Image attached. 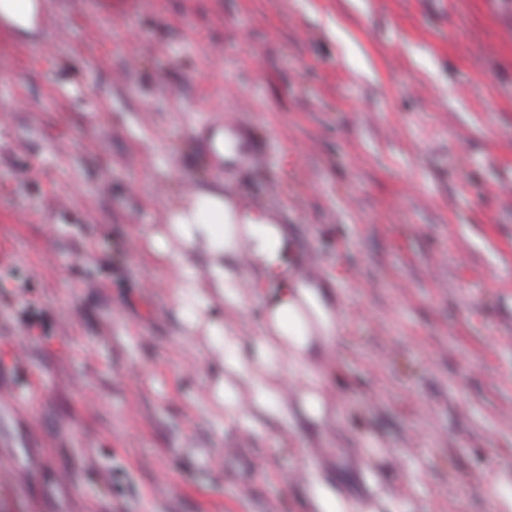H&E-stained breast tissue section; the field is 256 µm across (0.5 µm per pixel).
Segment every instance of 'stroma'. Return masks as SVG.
<instances>
[{
	"label": "stroma",
	"instance_id": "stroma-1",
	"mask_svg": "<svg viewBox=\"0 0 512 512\" xmlns=\"http://www.w3.org/2000/svg\"><path fill=\"white\" fill-rule=\"evenodd\" d=\"M42 4L0 19V512H512V0ZM208 187L336 317L275 411L205 333L274 283L187 320L206 258L137 235ZM39 4L35 0H1L0 15L19 32L30 34L37 27ZM176 301L179 306L191 311L196 306H205L210 301L208 291L204 289L194 272L187 269L183 272L178 284Z\"/></svg>",
	"mask_w": 512,
	"mask_h": 512
}]
</instances>
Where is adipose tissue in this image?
I'll return each mask as SVG.
<instances>
[{"label": "adipose tissue", "instance_id": "ef3b65f1", "mask_svg": "<svg viewBox=\"0 0 512 512\" xmlns=\"http://www.w3.org/2000/svg\"><path fill=\"white\" fill-rule=\"evenodd\" d=\"M145 237L158 257L175 263L191 252L207 257V283H200L188 269L178 285L176 301L187 310L206 305L212 287L225 306L239 305L238 282L225 265L238 255H247L263 277L281 278L277 294L265 308L259 356L241 355L230 364L241 376L251 378L261 402L273 396L268 374H287L289 359H302L312 337L335 334L336 324L321 301L318 285L284 276L293 247L283 229L267 216L239 208L223 190L204 189L188 200L173 201L163 229L147 230Z\"/></svg>", "mask_w": 512, "mask_h": 512}]
</instances>
